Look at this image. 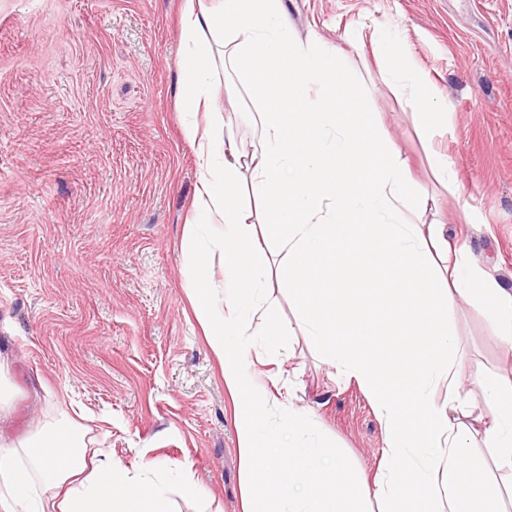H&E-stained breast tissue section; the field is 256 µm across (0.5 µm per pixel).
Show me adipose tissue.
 <instances>
[{"label":"adipose tissue","instance_id":"ef3b65f1","mask_svg":"<svg viewBox=\"0 0 512 512\" xmlns=\"http://www.w3.org/2000/svg\"><path fill=\"white\" fill-rule=\"evenodd\" d=\"M282 0H185L176 98L183 132L200 162V190L184 229L187 293L220 360L234 406L246 491L243 512H502L512 499V367L486 382L490 407L460 388L459 339L449 323L457 300L486 311L496 338L512 347V292L448 234L443 219L418 223L411 172L381 120L340 94V47L293 42ZM376 58L388 65L422 138L446 123L447 106L403 64L405 40L374 24ZM244 65L245 84L222 81ZM241 95L262 146L242 165L215 105ZM371 147L355 152L358 141ZM250 183L261 208L238 203ZM221 256L224 282L207 276ZM278 275L293 294V319L279 321L265 283ZM303 335L336 367L335 380L369 399L385 446L374 475L352 474L341 457L311 443L314 424L277 399L251 369L260 338ZM238 337L229 347L227 337ZM445 388L444 400L434 391ZM278 426L265 430L262 409ZM494 452L499 476L484 477L469 453ZM154 461L138 471L104 448L88 450L72 422L44 424L0 447V512H167Z\"/></svg>","mask_w":512,"mask_h":512}]
</instances>
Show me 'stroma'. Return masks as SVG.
Wrapping results in <instances>:
<instances>
[{"label": "stroma", "instance_id": "1", "mask_svg": "<svg viewBox=\"0 0 512 512\" xmlns=\"http://www.w3.org/2000/svg\"><path fill=\"white\" fill-rule=\"evenodd\" d=\"M183 0H0V356L10 398L0 440L68 418L133 467H167L171 512H241L232 403L186 294L184 226L199 189L182 134ZM291 36L341 45L340 91L377 113L409 162L415 194L442 209L512 290V0H284ZM396 27L410 62L448 105L432 142L381 72L374 22ZM448 155L458 181L432 173ZM469 398L512 350L457 301ZM314 439L373 474L384 446L368 398L295 336L273 368ZM194 493H187L185 483Z\"/></svg>", "mask_w": 512, "mask_h": 512}]
</instances>
